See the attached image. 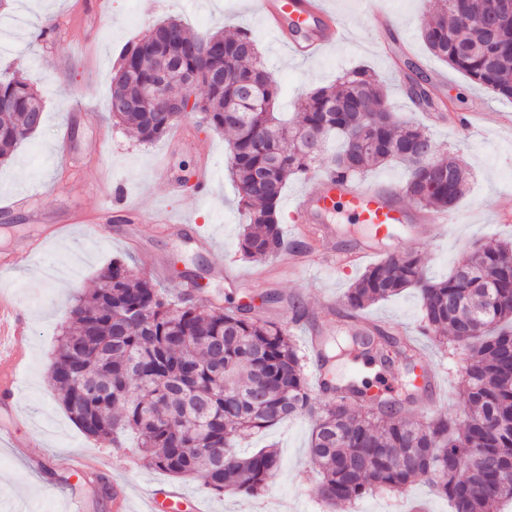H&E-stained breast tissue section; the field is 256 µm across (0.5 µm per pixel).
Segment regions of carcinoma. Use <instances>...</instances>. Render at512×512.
I'll return each instance as SVG.
<instances>
[{"instance_id":"carcinoma-1","label":"carcinoma","mask_w":512,"mask_h":512,"mask_svg":"<svg viewBox=\"0 0 512 512\" xmlns=\"http://www.w3.org/2000/svg\"><path fill=\"white\" fill-rule=\"evenodd\" d=\"M128 44L112 78L106 105L112 124L143 142L164 136L175 113L169 99L194 98L191 115L208 131L228 132L230 174L247 224L241 255L263 261L282 247L278 203L291 177L320 167L362 180L391 162L406 166L402 193L423 209L452 211L468 176L451 154H432L423 167L411 147L434 148L423 128L384 113L377 78L358 68L336 84L313 90L290 124L274 112L279 83L266 70L246 30L193 35L176 19ZM430 51L497 97L512 99V19L493 25L474 3L435 0L422 28ZM170 80L155 102L130 106L135 87L156 69ZM419 76L410 95L434 103ZM40 94L19 77L0 79V162L40 125ZM331 135L342 141L323 158ZM419 289L423 335L466 350L462 391L468 412L459 420L426 422L392 401L366 400V380L331 392L323 403L309 386L304 356L282 323L245 315L246 306L201 305L174 299L130 257L114 258L97 285L79 295L60 329L48 378L70 419L87 436L114 443L137 435L136 448L155 467L199 479L209 491L258 497L280 468L266 446L242 456L236 444L280 422H314L310 453L321 478L315 487L330 508L367 494L403 491L426 477L454 512H490L512 503V242L478 244L447 278L424 274L414 252L387 255L369 266L344 294L348 316ZM377 352L397 346L415 369L400 337L366 336Z\"/></svg>"}]
</instances>
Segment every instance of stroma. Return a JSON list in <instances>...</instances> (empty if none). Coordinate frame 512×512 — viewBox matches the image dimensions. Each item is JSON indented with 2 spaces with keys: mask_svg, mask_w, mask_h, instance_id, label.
I'll use <instances>...</instances> for the list:
<instances>
[{
  "mask_svg": "<svg viewBox=\"0 0 512 512\" xmlns=\"http://www.w3.org/2000/svg\"><path fill=\"white\" fill-rule=\"evenodd\" d=\"M327 2L347 25L349 38L313 58L293 56L275 42L256 0H10L9 9L0 12V74L19 71L40 88L44 100L40 128L0 165V255L28 254L20 266L0 269V296L19 303L29 328L15 412H0V425L14 434L12 446L0 445V512H63L59 492L64 471L50 465L37 475L15 455L33 434L42 438L38 454L86 455L105 464L106 478L124 487L133 512L142 506L143 489L169 479L133 446L108 447L84 435L48 381L47 366L69 306L78 293L94 287L112 258L132 255L145 272L164 264L167 276L159 284L171 293L194 280L204 287L198 303L248 302L260 316L279 320L297 301L311 318L328 302L335 303L337 315H344L343 296L362 273L332 262L290 270L272 258L262 263L242 259L239 237L245 218L229 177L226 135L200 130L194 119L184 118L176 125L188 138L177 146L170 133L142 143L132 132L113 126L105 106L120 53L161 20L179 19L199 35L224 28L251 31L265 66L281 86L278 108L290 115L314 88L334 83L353 68L369 69L383 83L387 105L398 120L424 125L438 153L455 151L471 173L470 188L456 208L463 222L449 225L443 234L423 231L419 241L407 239L400 245L423 255L427 277H447L477 244L512 239V223L497 221L500 211H512V132L494 121L495 115L512 114V100L495 98L428 50L420 32L429 18V0H378L409 36L403 45L388 33L382 47L369 28L364 0ZM49 20L58 26L56 35L34 41V33ZM413 66L442 77V84L428 83L427 90L448 113L485 112L490 121L467 130L428 122L408 96ZM162 163L179 176L193 177L208 168L213 196L201 200L186 187L172 196L152 191L154 172ZM154 208L168 211L192 231L216 237V250L202 251L190 237L167 236L143 221V212ZM106 209L114 218L102 223L98 235H86L72 221L75 213L91 219ZM54 224L70 225L71 230L66 237L49 238ZM228 259L240 275L231 284L216 275ZM421 312V296L410 288L370 306L366 316L414 333ZM420 344L446 386L434 415L464 418L461 355L447 356L426 337ZM311 432L309 420L297 419L241 443L244 453L270 443L277 447L281 468L263 496L215 495L189 479L181 485L200 497L204 512H329L314 494L319 473L308 451ZM415 498L426 501L430 512H452L447 499L435 494L423 477L406 492L365 497L351 512H409Z\"/></svg>",
  "mask_w": 512,
  "mask_h": 512,
  "instance_id": "1",
  "label": "stroma"
}]
</instances>
